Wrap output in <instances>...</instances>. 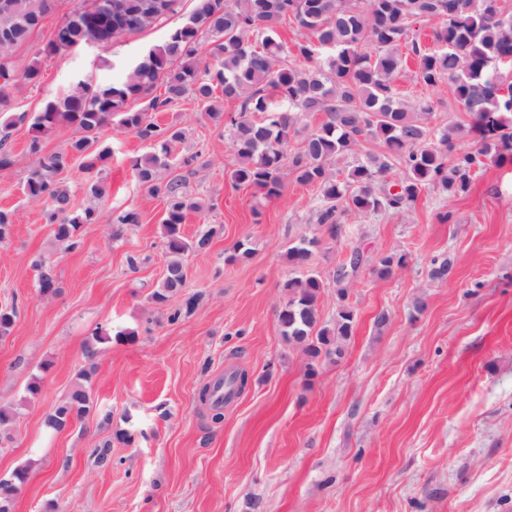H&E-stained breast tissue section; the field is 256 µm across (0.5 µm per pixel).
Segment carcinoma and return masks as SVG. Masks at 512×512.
<instances>
[{"mask_svg":"<svg viewBox=\"0 0 512 512\" xmlns=\"http://www.w3.org/2000/svg\"><path fill=\"white\" fill-rule=\"evenodd\" d=\"M178 2L119 0L116 14L94 22L86 20L88 12L82 9L55 31L53 41L70 46L91 37L114 42L175 13ZM48 10V0H0V35L21 44L42 24ZM290 16L305 31L291 48L278 39L277 32ZM421 19L434 22L433 48L410 37ZM205 36L210 40L207 61L199 53ZM402 44L415 57V77L421 85L452 86L470 118L475 147L456 144L459 125L435 135L428 125L433 100H421L409 111L395 84ZM290 53L298 63L281 64ZM508 63L512 64V13H505L501 0H474L470 8L463 7L462 0H196L188 20L151 48L124 81L100 85L79 78L68 93L33 118L15 112L1 121L0 169L14 163L9 147L13 127L27 121L38 133L59 125L76 127L80 136L63 151L43 154L39 139L31 140L30 150L37 159L23 186L31 203L45 206L44 218L56 226V238L73 249L79 228L94 223L97 213L91 207L80 212L73 209L59 174L71 156L81 157L89 175L87 191L98 195L97 175L112 157V149L98 143L112 118L119 117L123 129L149 144V151L135 160L134 174L165 206L162 226L170 260L161 286L151 294L155 303L165 305L185 286L184 255L191 249L208 248L216 229L193 243L183 237L187 214L201 206L186 192L185 175L161 182L157 174L161 168L189 173L197 156L175 155L184 131L161 126L148 113L164 112L186 96L194 98L214 126L225 125L233 131L231 148L237 157L233 183L250 186L267 198L277 197L283 189V167H288L296 182L319 190L316 224L334 238L346 211L396 213L411 208L425 190L464 193L484 159L512 152V83L499 73ZM40 74L36 60L19 70L12 60L0 58V106L9 104L17 82L36 84ZM159 87L163 88L160 94ZM133 99L147 101L144 111L127 109ZM225 101L234 103L235 110L224 112ZM316 113L323 114V120L298 149H292L290 135L295 126L302 117ZM368 141L378 142L383 151L365 154L344 178L328 173L331 161L356 152ZM396 164L404 175L391 183L387 175ZM140 222L137 210L122 212L114 220L115 236L121 235L124 226ZM316 243L315 237H302L288 248L289 261L303 273L284 284L288 299L278 314L281 335L309 357V376L317 373L322 361L337 362L344 355L356 317L346 303L344 284L364 263L363 252L356 248L336 268V319L330 326H321L318 299L323 283L309 270ZM404 260L403 255L381 256L378 275L390 276ZM37 271L40 290L57 293L60 286L51 262H39ZM16 317L15 306H0V338L9 333ZM199 400L212 411L213 420L224 418V403L213 399V385L202 388ZM91 407L88 392L77 388L47 415L45 426L60 432ZM28 478L26 467L0 478V512H12L15 496Z\"/></svg>","mask_w":512,"mask_h":512,"instance_id":"obj_1","label":"carcinoma"}]
</instances>
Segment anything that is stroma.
Masks as SVG:
<instances>
[{
    "label": "stroma",
    "mask_w": 512,
    "mask_h": 512,
    "mask_svg": "<svg viewBox=\"0 0 512 512\" xmlns=\"http://www.w3.org/2000/svg\"><path fill=\"white\" fill-rule=\"evenodd\" d=\"M49 3L14 52L17 66H41L40 82L19 83L9 105L32 116L76 76L119 82L195 7L180 0L176 14L102 50L47 55L55 26L82 0ZM398 87L407 104L438 101L434 130L468 125L450 85L417 82L412 57L402 60ZM155 118L183 129L179 155L198 156L186 189L201 209L188 213L184 237L217 231L208 250L185 254L186 286L163 306L150 298L169 260L163 202L131 168L146 144L116 124L105 131L112 159L96 199L81 159L70 162L61 178L74 209L95 207L99 219L68 249L23 184L36 160L31 140L51 153L75 130L12 131L14 164L0 170V209L14 217L0 243V305H15L17 317L0 338V406L16 417L0 441V478L30 468L13 512H512V162L485 160L457 196L426 191L398 213L348 212L332 238L316 222V187L289 174L267 200L232 183L230 136L193 98ZM131 208L141 222L113 238V216ZM303 236L320 240L310 265L324 282L321 324L336 318L337 266L356 248L365 257L347 285L356 319L345 355L313 377L278 322L284 284L298 274L288 248ZM240 240L251 253L236 258ZM391 253L406 264L379 277L376 260ZM445 256L448 278L431 279L433 259ZM43 259L55 266L57 294L38 288ZM99 327L111 339L86 358ZM85 371L92 410L51 433L46 415ZM234 372L246 373L247 385L213 423L198 392ZM35 377L33 396L26 387Z\"/></svg>",
    "instance_id": "obj_1"
}]
</instances>
